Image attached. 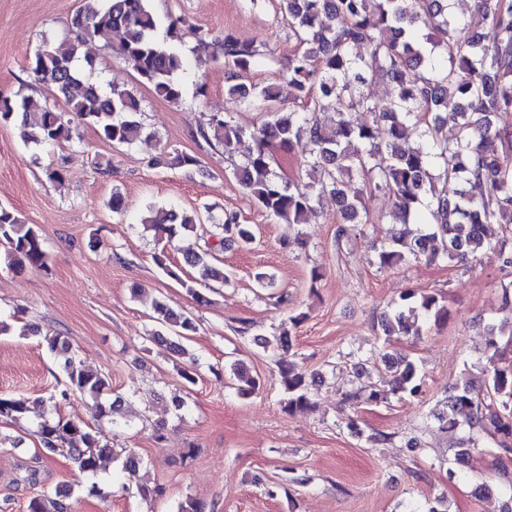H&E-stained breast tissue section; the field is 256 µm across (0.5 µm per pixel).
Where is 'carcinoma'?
<instances>
[{
    "instance_id": "cac0c4a2",
    "label": "carcinoma",
    "mask_w": 512,
    "mask_h": 512,
    "mask_svg": "<svg viewBox=\"0 0 512 512\" xmlns=\"http://www.w3.org/2000/svg\"><path fill=\"white\" fill-rule=\"evenodd\" d=\"M282 20L295 39L296 48L283 65L302 110L280 107L278 86L239 82L263 56V51L231 34L214 41L216 53L232 70L235 83L227 93L247 112H261L259 126L245 125L229 112L214 110L199 136L210 147H220L230 156L244 137L253 147L234 176L256 206L270 218L285 221L283 242L293 226L308 223L314 202L325 191L336 197L337 239L360 224L370 223L368 202L387 197L399 221L412 231L394 235L378 252L382 267L410 259L434 262L439 258L466 259L493 256L512 269V128L497 124L499 113L512 112V0H474L472 19L456 14L450 0H279ZM181 20H163L148 6V0H83L70 20V36L53 46L42 39L34 53L30 74L62 102L71 118L64 119L54 105L41 106L28 96L0 94V125L20 126L23 140L36 147L53 148L74 140L78 127L95 128L100 139L114 145L132 146L143 126L137 119L141 102L129 90L103 87L93 79L94 59L82 47L101 33L118 28L122 37L103 50L113 58L133 65L139 81L156 96L177 104L183 97L179 75L187 70L180 50L160 41L157 33H173ZM365 52L360 53L358 49ZM389 80L394 89L385 105L371 101L365 87L377 79ZM332 111L336 121L327 130L319 114ZM366 112L369 121L358 123L352 113ZM454 123V134L443 126ZM304 142L303 166L316 178L295 181L275 171L276 152L289 151ZM170 169L201 166L195 154L163 151L150 161ZM455 182L450 196L436 181ZM157 240L170 241L183 230L201 223V215L173 208L147 207L143 218ZM498 224L502 236L493 239L484 231ZM219 245H207L189 253L184 264L168 262L165 253L155 255L156 265L170 279L186 288L199 301L193 268L208 282H230L229 275L212 263L216 252L236 243L248 246L253 233L239 216L224 215ZM442 253L428 248L435 239ZM0 246L12 268H48L50 255L42 235L8 208L0 206ZM161 330L152 339L174 357L186 354L180 340L197 333L194 319L170 308L164 301L152 303ZM448 316L435 294L414 291L380 316L385 336H421L429 322ZM303 319L298 314L288 324L262 338L265 348L278 356L284 408L310 406L312 393L306 374L287 359L291 349L290 328ZM23 333L39 336L60 358L67 378L65 387L52 395L59 404L77 394L93 401L98 417L119 413L122 398H109L110 378L83 368L72 347L59 336L41 334L35 325ZM502 329L489 327L486 348L488 364L480 367L486 376L476 389L468 380L453 387L446 414L441 419L448 431L461 426L500 436L501 450L512 452V369L498 363L505 354ZM386 371L392 390L416 396L421 391L415 366L407 358L389 356ZM243 397L255 393L259 382L241 364L233 365ZM30 412L25 397L0 394V417L16 421ZM33 435L40 451L50 456L67 449L80 473L97 474L98 460L114 453L102 429L84 422L43 418ZM71 492L46 490L31 499L28 512H70Z\"/></svg>"
}]
</instances>
